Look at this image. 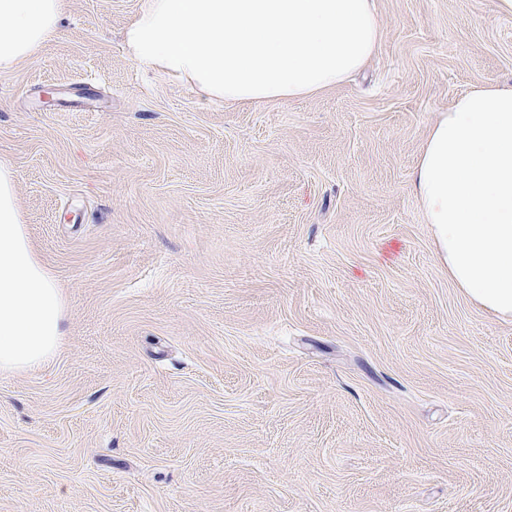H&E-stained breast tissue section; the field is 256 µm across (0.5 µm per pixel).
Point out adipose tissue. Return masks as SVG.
<instances>
[{"mask_svg": "<svg viewBox=\"0 0 512 512\" xmlns=\"http://www.w3.org/2000/svg\"><path fill=\"white\" fill-rule=\"evenodd\" d=\"M64 0H0V72L58 34ZM372 0H140L124 31L138 65L227 103L312 97L376 52ZM0 162V373L35 368L62 336L63 299L22 222ZM412 189L449 279L512 319V86L480 85L432 124Z\"/></svg>", "mask_w": 512, "mask_h": 512, "instance_id": "1", "label": "adipose tissue"}]
</instances>
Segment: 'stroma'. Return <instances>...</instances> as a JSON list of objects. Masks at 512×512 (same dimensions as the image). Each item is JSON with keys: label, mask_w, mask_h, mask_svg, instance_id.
I'll use <instances>...</instances> for the list:
<instances>
[{"label": "stroma", "mask_w": 512, "mask_h": 512, "mask_svg": "<svg viewBox=\"0 0 512 512\" xmlns=\"http://www.w3.org/2000/svg\"><path fill=\"white\" fill-rule=\"evenodd\" d=\"M366 67L227 104L137 66L139 0H66L0 72V161L62 288L0 375V512H512V322L411 191L439 112L512 84L494 0H373Z\"/></svg>", "instance_id": "obj_1"}]
</instances>
